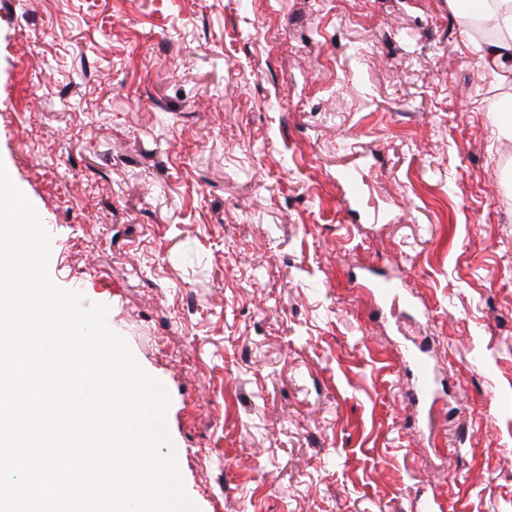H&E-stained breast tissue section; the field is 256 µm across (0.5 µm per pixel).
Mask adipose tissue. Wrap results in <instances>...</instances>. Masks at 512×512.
<instances>
[{
  "mask_svg": "<svg viewBox=\"0 0 512 512\" xmlns=\"http://www.w3.org/2000/svg\"><path fill=\"white\" fill-rule=\"evenodd\" d=\"M452 12L460 13L467 29L490 25L493 34L484 42L481 59L502 82L512 84V0H471L469 8L448 0Z\"/></svg>",
  "mask_w": 512,
  "mask_h": 512,
  "instance_id": "adipose-tissue-1",
  "label": "adipose tissue"
}]
</instances>
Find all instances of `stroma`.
<instances>
[{
	"mask_svg": "<svg viewBox=\"0 0 512 512\" xmlns=\"http://www.w3.org/2000/svg\"><path fill=\"white\" fill-rule=\"evenodd\" d=\"M462 26L448 0H0V163L52 279L167 390L199 512H512V136ZM486 112H489L493 117L507 116L503 119L500 129L503 134L511 136L512 132V97L508 94V99L502 100H489L485 106Z\"/></svg>",
	"mask_w": 512,
	"mask_h": 512,
	"instance_id": "obj_1",
	"label": "stroma"
}]
</instances>
